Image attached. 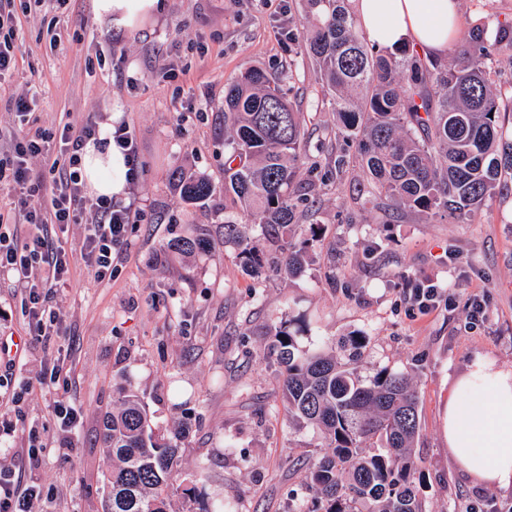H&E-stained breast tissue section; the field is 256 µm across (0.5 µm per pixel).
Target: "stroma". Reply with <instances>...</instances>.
<instances>
[{
  "label": "stroma",
  "instance_id": "1",
  "mask_svg": "<svg viewBox=\"0 0 512 512\" xmlns=\"http://www.w3.org/2000/svg\"><path fill=\"white\" fill-rule=\"evenodd\" d=\"M132 32L102 43L93 0H45L22 15L27 53L0 86V158L12 154L10 98L28 99L35 125L95 119L126 124L143 172L123 198L133 207L126 240L99 280L79 256L84 228L45 225L72 253L69 280L48 303L62 330L32 337L25 294L0 276V340L20 339L0 359V470L17 488L39 486L32 512H104L111 468L99 441L102 414L123 392H137L153 429L186 427L181 477L168 491L170 512H199L221 499L231 512H310L304 471L323 455L318 435L289 422L279 366L270 346L287 330L299 348L341 354L354 336L365 346L362 376L383 368L407 374L419 393L423 512H470L494 501L512 512V488H489L463 473L448 450V398L474 357L512 367V178L467 224L414 215L386 223L355 172L337 173L336 116L312 62L283 38L303 0H161ZM512 18V0H461L457 42L489 16ZM263 69L300 112L313 183L317 229L312 260L297 278L270 267L246 270L220 226L242 214L224 197V89L245 68ZM188 167L212 181L207 206L185 204L169 186ZM208 253L174 254L166 244L192 231ZM424 282L449 288L452 305L410 311L407 290ZM487 318L468 324L474 296ZM60 378L50 382L52 368ZM80 412L62 434L56 401Z\"/></svg>",
  "mask_w": 512,
  "mask_h": 512
}]
</instances>
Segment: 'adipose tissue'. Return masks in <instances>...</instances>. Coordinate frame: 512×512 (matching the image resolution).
Wrapping results in <instances>:
<instances>
[{
	"label": "adipose tissue",
	"instance_id": "obj_1",
	"mask_svg": "<svg viewBox=\"0 0 512 512\" xmlns=\"http://www.w3.org/2000/svg\"><path fill=\"white\" fill-rule=\"evenodd\" d=\"M368 42L384 48L406 44L420 55L447 53L458 33L460 0H352ZM159 0H95L100 17L136 28ZM128 167L115 146L87 144L83 175L98 196L119 197ZM445 433L457 466L478 482L512 488V368L475 358L448 399Z\"/></svg>",
	"mask_w": 512,
	"mask_h": 512
}]
</instances>
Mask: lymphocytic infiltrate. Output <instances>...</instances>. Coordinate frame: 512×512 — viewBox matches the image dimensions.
I'll use <instances>...</instances> for the list:
<instances>
[{
  "label": "lymphocytic infiltrate",
  "instance_id": "f902f5d3",
  "mask_svg": "<svg viewBox=\"0 0 512 512\" xmlns=\"http://www.w3.org/2000/svg\"><path fill=\"white\" fill-rule=\"evenodd\" d=\"M13 0H0V75L13 69L22 44L18 40L20 19L11 8ZM13 110L19 119L14 136V152L9 161H0V181L12 179L22 185L23 193L16 206L32 224H82L87 233L80 256L97 279L112 272V251L126 235L130 222L129 207L100 197L95 203L94 218L86 216V189L82 178V151L88 141L97 139L100 129L94 121L65 123L57 132L63 147L62 156H54L49 135L29 127L27 99L14 98ZM39 156L44 168L31 176L29 157ZM70 269V256L58 243L34 235L23 246L0 243V276L11 278L23 288L30 305L34 335L42 336L54 328L57 317L47 307V288L64 286Z\"/></svg>",
  "mask_w": 512,
  "mask_h": 512
}]
</instances>
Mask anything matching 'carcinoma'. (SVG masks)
Listing matches in <instances>:
<instances>
[{
	"mask_svg": "<svg viewBox=\"0 0 512 512\" xmlns=\"http://www.w3.org/2000/svg\"><path fill=\"white\" fill-rule=\"evenodd\" d=\"M350 0H305L308 22L288 30V41L315 63L321 88L336 113V136L354 147L336 157V170L363 174L390 221L413 213L467 224L512 173V141L500 124L492 80L494 56L512 51V21L495 19L469 31L450 61L423 57L404 45L382 53L368 48ZM224 197L245 221L224 223V242L256 269L263 257L247 231L260 225L282 256L281 271L301 274L310 259L307 241L293 226L314 223L296 200L304 151L300 113L276 81L248 68L224 92ZM172 188L187 204L209 200L204 175L179 169ZM202 238L181 237L167 249L204 250ZM277 362L289 420L317 431L327 449L305 474L317 492L311 512H422L416 490L421 467L411 451L420 431L418 393L403 373L383 369L362 377L349 362L302 352L285 330L276 331ZM183 432L154 434L133 392L104 415L100 439L112 458L106 512H167V489L178 469Z\"/></svg>",
	"mask_w": 512,
	"mask_h": 512,
	"instance_id": "1",
	"label": "carcinoma"
}]
</instances>
